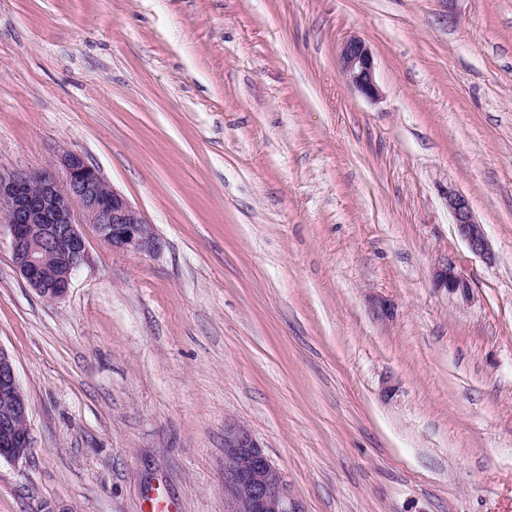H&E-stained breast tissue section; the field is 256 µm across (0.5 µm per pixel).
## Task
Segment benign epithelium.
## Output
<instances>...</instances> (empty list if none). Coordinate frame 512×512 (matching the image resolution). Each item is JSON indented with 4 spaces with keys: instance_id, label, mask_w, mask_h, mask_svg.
I'll return each mask as SVG.
<instances>
[{
    "instance_id": "benign-epithelium-1",
    "label": "benign epithelium",
    "mask_w": 512,
    "mask_h": 512,
    "mask_svg": "<svg viewBox=\"0 0 512 512\" xmlns=\"http://www.w3.org/2000/svg\"><path fill=\"white\" fill-rule=\"evenodd\" d=\"M340 73L363 96L375 100L379 86L372 53L365 42L346 40ZM448 207L459 235L483 255L487 241L473 220L469 201L449 194ZM92 224L112 250L158 254L163 244L142 211L111 187L79 152L63 149L41 170L0 165V232L7 231L11 261L29 287L49 300L63 297L89 252L80 225ZM436 287L470 300L472 287L453 261L437 268ZM0 460L18 462L33 450L29 404L14 361L0 346ZM224 494L227 512H300L280 469L244 424H224Z\"/></svg>"
}]
</instances>
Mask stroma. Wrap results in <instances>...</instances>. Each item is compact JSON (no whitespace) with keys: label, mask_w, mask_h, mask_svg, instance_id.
I'll return each mask as SVG.
<instances>
[{"label":"stroma","mask_w":512,"mask_h":512,"mask_svg":"<svg viewBox=\"0 0 512 512\" xmlns=\"http://www.w3.org/2000/svg\"><path fill=\"white\" fill-rule=\"evenodd\" d=\"M64 148L163 249L49 301L0 244V512H226L228 420L302 512H512V0H0V164ZM340 73L346 82L366 98L379 97L372 53L365 42L353 37L346 40L339 55ZM448 207L459 235L468 243L471 251L478 255L485 254L487 241L481 224L473 220L469 201L462 195L452 193L448 196ZM434 283L437 288H444L448 296L462 301H468L472 296L469 280L458 272L453 261L449 260L448 263L436 269ZM0 460L18 462L33 450L29 404L19 384L14 361L0 346Z\"/></svg>","instance_id":"obj_1"}]
</instances>
